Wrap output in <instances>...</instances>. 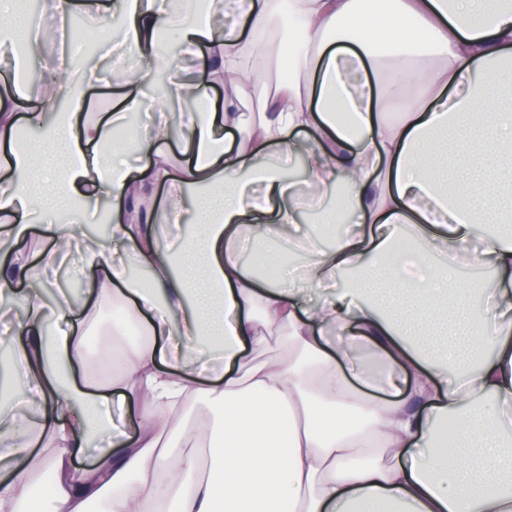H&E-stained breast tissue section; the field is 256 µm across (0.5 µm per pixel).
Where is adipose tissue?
<instances>
[{
	"label": "adipose tissue",
	"instance_id": "obj_1",
	"mask_svg": "<svg viewBox=\"0 0 512 512\" xmlns=\"http://www.w3.org/2000/svg\"><path fill=\"white\" fill-rule=\"evenodd\" d=\"M228 2L234 20L219 29L162 0H47L61 19L78 8L119 19L138 66L120 84L116 124L153 101L158 33L195 49L193 73L165 90L195 92L180 119L178 176L155 152L172 136L166 121L100 158L108 130L84 114L77 60L44 61L50 97L67 108L48 126L32 111L25 148L12 108L20 93H0V238L18 243L37 215L67 214L49 230L58 245L82 242L97 270L85 296L111 295L114 335L128 318L147 334L107 352L122 365L116 401L140 410L135 433L115 435L85 330L43 340L44 298L31 282L55 267L57 248L36 266L0 269L30 284L21 341L0 371V512H43L34 455L51 478L52 512H512L502 436L512 423V238L488 230L512 223L499 201L512 179V113L496 97L512 78V0H395L389 12L361 0ZM18 33L27 57L39 56L41 26L0 0L1 58L13 59ZM260 58L288 64L287 83L270 87ZM205 78L249 91L257 119L210 112ZM219 120L229 138L215 134ZM299 148L302 181L269 166ZM162 182L159 205L147 187ZM339 183L350 220L326 246L302 218L307 199ZM99 195L112 200L108 246L79 226ZM189 199L201 230L172 237ZM127 242L150 287L129 276ZM466 261L489 264L494 279H460ZM374 276L417 294L434 331L449 329L442 303L455 296L465 317L455 348L415 344L397 312L358 288ZM283 328L287 356L258 358L259 337ZM27 397L34 413L16 415ZM203 398L214 421L205 458L186 424ZM95 435L101 447L76 469L74 449Z\"/></svg>",
	"mask_w": 512,
	"mask_h": 512
}]
</instances>
